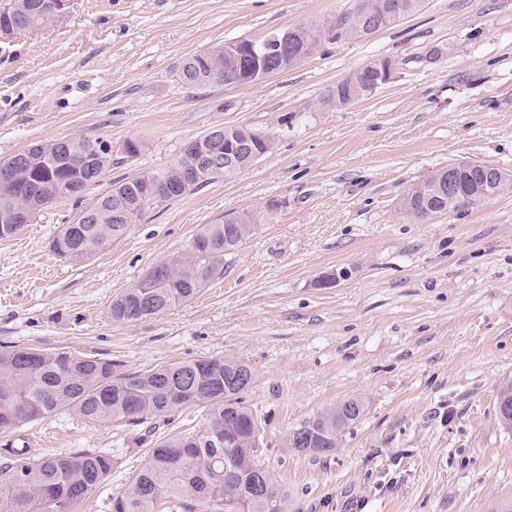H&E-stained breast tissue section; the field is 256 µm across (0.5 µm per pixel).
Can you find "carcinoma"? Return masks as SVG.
Instances as JSON below:
<instances>
[{
	"instance_id": "cac0c4a2",
	"label": "carcinoma",
	"mask_w": 512,
	"mask_h": 512,
	"mask_svg": "<svg viewBox=\"0 0 512 512\" xmlns=\"http://www.w3.org/2000/svg\"><path fill=\"white\" fill-rule=\"evenodd\" d=\"M425 0H354L352 8L328 25L288 30V55L272 53L267 70L282 73L326 40L360 38L395 24L423 7ZM55 0H14L10 14L19 32L37 31L52 23ZM242 68L228 43L185 58L179 78L195 87L224 84V74ZM377 71L364 65L336 85L329 101L348 105L376 89ZM112 146L104 140L73 137L38 144L6 160L14 165V183L0 190V239L13 237L51 204L78 198L92 173L110 167ZM240 160L208 172L187 187L175 162L166 169L118 180L66 224L52 241L60 258L81 263L122 236L145 208L182 197L213 179H231L249 168ZM461 193L448 201L439 190L448 167L436 170L412 188L402 201L404 211L428 218L490 197L481 190L480 169L457 171ZM255 224L247 214L218 224H204L186 251L162 264L163 274L147 271L112 299L110 315L120 323L163 314L197 296L224 275V253L252 236ZM254 371L224 357L165 364L129 372L110 358L66 348L40 350L0 348V512H75L115 468L116 459L102 452L74 451L32 457L24 429L60 410L94 423H123L137 430L133 444L147 447L145 464L124 491L112 498V512H229L225 501L244 500L245 512H288V492L254 454L261 426L244 404L243 394ZM186 405L210 409L202 427L167 436L156 435L150 420ZM363 411L345 400L287 433L286 444L298 451L330 453L336 435Z\"/></svg>"
}]
</instances>
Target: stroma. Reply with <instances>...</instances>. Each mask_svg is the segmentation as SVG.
<instances>
[{
  "mask_svg": "<svg viewBox=\"0 0 512 512\" xmlns=\"http://www.w3.org/2000/svg\"><path fill=\"white\" fill-rule=\"evenodd\" d=\"M351 0H72L37 33L0 39V161L36 142L112 145L89 186L163 170L184 145L242 125L274 147L231 179L149 205L79 264L51 242L83 201L42 210L0 240V346L68 347L130 371L206 357L255 372L260 461L288 512H500L512 504V0H426L396 25L325 41L288 72L192 88L183 59L218 43L332 21ZM374 59L388 82L346 106L329 92ZM145 141L128 158L122 143ZM454 161L498 167L497 194L420 220L407 192ZM245 212L254 234L195 299L135 323L113 296L179 256L201 225ZM344 272L326 288L323 276ZM361 418L327 454L287 432L347 400ZM33 454L99 450L118 460L76 512H111L144 462L130 430L67 412L27 428Z\"/></svg>",
  "mask_w": 512,
  "mask_h": 512,
  "instance_id": "35a3bbf8",
  "label": "stroma"
}]
</instances>
